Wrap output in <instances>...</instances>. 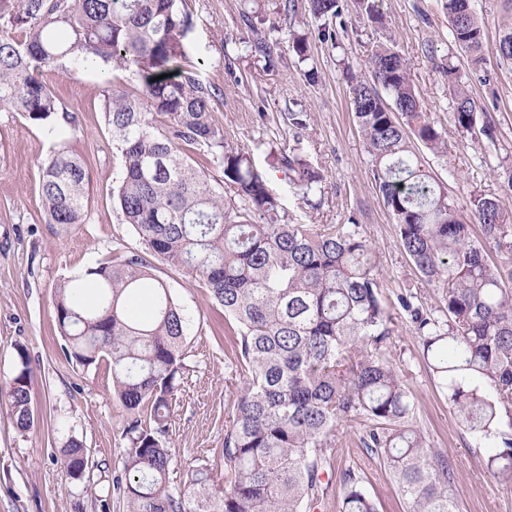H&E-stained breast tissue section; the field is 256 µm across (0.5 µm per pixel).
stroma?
I'll use <instances>...</instances> for the list:
<instances>
[{"instance_id":"35a3bbf8","label":"stroma","mask_w":512,"mask_h":512,"mask_svg":"<svg viewBox=\"0 0 512 512\" xmlns=\"http://www.w3.org/2000/svg\"><path fill=\"white\" fill-rule=\"evenodd\" d=\"M483 23L488 81L471 80L478 111L496 126L495 143L472 146L452 118V97L440 73L451 61L468 73L465 53L454 43L442 0H379L384 27L363 19L355 0H341V14L318 18L307 0H184L193 16L192 55L202 80L217 86L213 119L235 145L246 148L265 169L270 188L300 224H344L355 219L375 254L380 294L392 307L394 332L389 351L413 404L412 423L430 445L448 456L456 473L459 512H512V491L504 490L484 467L485 449L476 446L422 354L399 299L415 295L435 314L444 311L445 290L425 283L405 253L398 232L370 174V157L348 98V70L359 67L379 44H392L403 57L419 100L448 143L447 155H425L431 175L444 183L448 199L470 219L472 192L498 199L501 221L512 224V62L496 52L499 28L507 13L504 0H473ZM335 29L338 43L319 37ZM308 37V58L291 48L293 33ZM278 46L274 65L252 54L258 37ZM317 69V82L304 73ZM64 110L79 127L58 135L0 109V383L11 380L26 351L31 368L34 426L22 432L11 409L0 403V512H127L115 490L127 440L128 415L112 391L103 367H83L62 351L55 298L57 288L79 272L139 242L123 224L112 202L120 175L119 158L104 120L112 90H128V74L95 64L78 71L45 70ZM307 112L312 121L304 136V155L320 171L322 205L313 208L296 195L281 170L270 168L272 145L292 138L286 115ZM81 156L89 173L84 223H48L41 203V164L56 149ZM154 275L169 287L194 326L187 338L194 372L172 400L171 451L176 462L207 458L222 463L224 418L230 391L224 360L235 353L234 338L205 288L191 275L161 261ZM367 428L358 421L338 432L334 467L324 479L317 512H340L346 471H354L379 512H405L406 504L389 472L359 445ZM82 442L93 466L94 487L86 495L68 482L58 462L71 440Z\"/></svg>"}]
</instances>
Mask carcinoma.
I'll return each instance as SVG.
<instances>
[{"label": "carcinoma", "mask_w": 512, "mask_h": 512, "mask_svg": "<svg viewBox=\"0 0 512 512\" xmlns=\"http://www.w3.org/2000/svg\"><path fill=\"white\" fill-rule=\"evenodd\" d=\"M180 2L0 0V108L51 133L63 124L74 131L76 117L60 111L43 69L91 59L136 82L107 96L105 122L121 159L112 197L144 251L116 253L61 285L56 299L65 357L87 368L107 360L113 388L133 414L124 477L116 478L129 512H303L324 495L337 429L358 418L368 421L362 448L392 475L407 512H458L452 463L411 424L413 407L388 354L391 313L360 225L294 223L250 154L229 144L213 123L218 89L192 60L193 17ZM308 4L318 17L341 13L339 0ZM443 9L470 69L485 72L484 27L472 0H443ZM498 54L512 61V22L502 25ZM365 69L350 77L349 98L371 175L421 277L446 287L448 319L408 297L401 306L461 425L491 449L485 469L512 488V224L500 223L499 201L479 192L470 195L473 221L465 222L425 170L411 140L435 155L447 143L402 57L380 44ZM441 73L456 126L485 149L495 126L476 127V101L457 66ZM287 120L293 143L272 147L268 159L306 200L324 180L303 155L311 116L290 112ZM215 165L222 184L210 180ZM86 185L80 157L59 149L43 162L49 223H83ZM491 247L500 253L496 264ZM146 252L194 275L236 326L222 481L214 464L195 458L184 464L183 483L170 484V401L193 370L186 342L193 323L155 278ZM18 356L0 401L27 431L30 368L24 350ZM88 466L83 445L71 443L63 472L81 480ZM344 484L341 512H378L354 473H345Z\"/></svg>", "instance_id": "carcinoma-1"}]
</instances>
